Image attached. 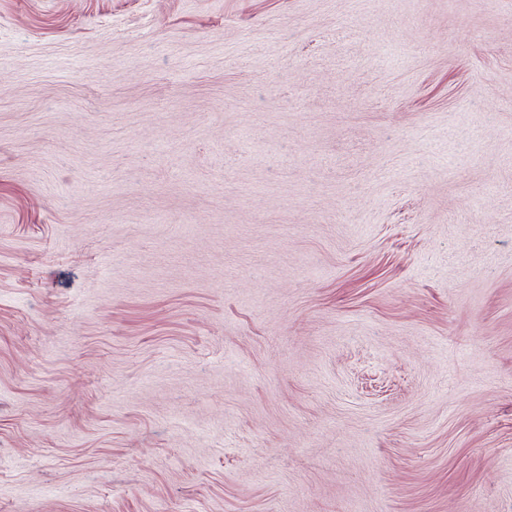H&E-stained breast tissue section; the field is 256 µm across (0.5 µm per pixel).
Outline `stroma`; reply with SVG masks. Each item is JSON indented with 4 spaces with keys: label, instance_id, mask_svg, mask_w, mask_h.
<instances>
[{
    "label": "stroma",
    "instance_id": "35a3bbf8",
    "mask_svg": "<svg viewBox=\"0 0 512 512\" xmlns=\"http://www.w3.org/2000/svg\"><path fill=\"white\" fill-rule=\"evenodd\" d=\"M0 512H512V0H0Z\"/></svg>",
    "mask_w": 512,
    "mask_h": 512
}]
</instances>
